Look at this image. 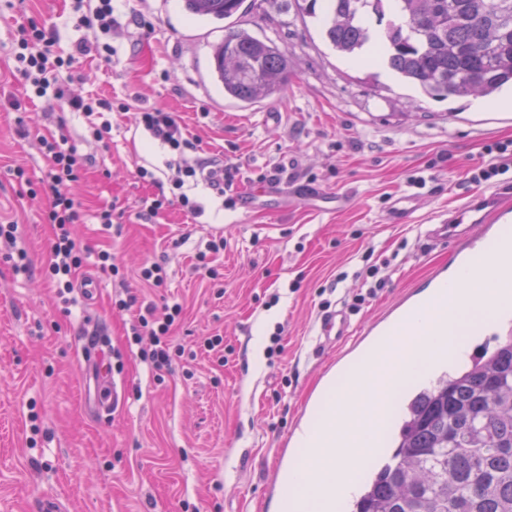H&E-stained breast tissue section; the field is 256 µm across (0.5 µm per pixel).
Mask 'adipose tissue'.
<instances>
[{
    "label": "adipose tissue",
    "instance_id": "adipose-tissue-1",
    "mask_svg": "<svg viewBox=\"0 0 512 512\" xmlns=\"http://www.w3.org/2000/svg\"><path fill=\"white\" fill-rule=\"evenodd\" d=\"M497 301L466 303L448 313V333L444 336L427 335L430 316L415 314L412 335L402 337L398 356L409 372L428 377L434 372L437 350L447 352L449 366L464 356L467 333L476 325L489 323L493 316L505 312ZM372 387L365 378H358L345 387H329L322 400L318 415L305 426L298 438L302 458L297 465L283 466L280 479L288 488L287 495L277 497L271 512H288L289 497H299L303 512H336L337 503L343 502L354 490L351 474L355 471L357 447L337 443L336 438L358 429L359 444L371 442L370 432L359 430L358 416L367 402Z\"/></svg>",
    "mask_w": 512,
    "mask_h": 512
}]
</instances>
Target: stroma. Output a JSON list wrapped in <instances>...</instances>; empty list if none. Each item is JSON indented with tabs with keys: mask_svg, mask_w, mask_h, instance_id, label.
<instances>
[{
	"mask_svg": "<svg viewBox=\"0 0 512 512\" xmlns=\"http://www.w3.org/2000/svg\"><path fill=\"white\" fill-rule=\"evenodd\" d=\"M73 0H0V221L18 224L0 241V512H268L289 438L311 419L332 376L354 357L360 328L376 322L406 288L425 287L433 268L449 267L456 246L430 245L423 231L439 211L480 192L512 203V171L475 183L470 171L497 160L487 148L512 142V93L435 100L395 78L377 60L334 51L294 0H246L242 22L288 55V83L247 106L224 99L210 70L220 23L190 18L181 0H114L127 28L112 32L110 58L76 53L84 30ZM53 29L56 51L74 54L76 87L127 104L113 112L109 139L95 141L86 120L51 97L25 111L10 103L23 89L8 55L21 23ZM177 113L202 151L236 168L230 188L192 189L204 212L179 205L157 218L140 214L171 191L168 148L135 121L136 111ZM31 135L20 139L19 124ZM67 135L92 167L71 186L85 213L74 234L93 277L94 295L74 290L63 304L46 275L54 241L42 211L51 199L37 138ZM296 166L293 181L264 174ZM152 171L143 179L140 168ZM427 178L424 188L412 177ZM113 206L112 227L98 224ZM403 223H391L396 209ZM223 240L219 251L210 242ZM25 251L28 272L13 269ZM112 255L102 271L97 255ZM161 264L151 288L138 274ZM375 299L352 311L373 285ZM177 303L181 320L167 369L143 354L150 337L130 343L141 309ZM351 330L322 342L326 312ZM280 336L282 353L253 367V336ZM98 334L112 361L117 402L98 413L102 387L87 383L82 347ZM208 336L223 337L217 350Z\"/></svg>",
	"mask_w": 512,
	"mask_h": 512,
	"instance_id": "1",
	"label": "stroma"
}]
</instances>
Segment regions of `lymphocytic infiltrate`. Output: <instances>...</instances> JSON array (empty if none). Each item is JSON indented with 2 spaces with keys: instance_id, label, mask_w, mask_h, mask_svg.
<instances>
[{
  "instance_id": "obj_1",
  "label": "lymphocytic infiltrate",
  "mask_w": 512,
  "mask_h": 512,
  "mask_svg": "<svg viewBox=\"0 0 512 512\" xmlns=\"http://www.w3.org/2000/svg\"><path fill=\"white\" fill-rule=\"evenodd\" d=\"M79 25L90 32L89 38L78 44L79 53H110V45L103 43L102 38L119 26L112 0H91L79 18ZM53 40L52 30L32 21L20 28L11 44L9 53L15 72L24 82L25 99L31 101L50 95L67 101L72 111L88 118L97 117L92 136L95 140H103L112 132L109 118L112 105L103 99L83 96L74 88L72 80L64 78L63 72L71 67L72 60L52 50ZM136 121L154 141L167 146L173 153L174 159L169 164L174 172L171 183L177 191V202L186 212L193 215L201 212L199 203L185 191L186 182L204 183L219 195L223 194L226 186L232 185L234 170L197 155L196 145L185 136L175 113L145 108L138 111ZM38 144L47 162L45 180L52 192V200L44 215L45 222L53 225L55 236L47 270L57 296L63 298L72 292L74 274L82 265L72 227L82 223L83 213L69 187L85 171L89 158L69 145L64 135L39 138ZM180 312L181 308L176 304L166 307L160 317L149 310L140 315L137 325L132 328L133 338L144 334L151 337L153 348L147 358L155 370L164 369L171 361L170 331Z\"/></svg>"
}]
</instances>
